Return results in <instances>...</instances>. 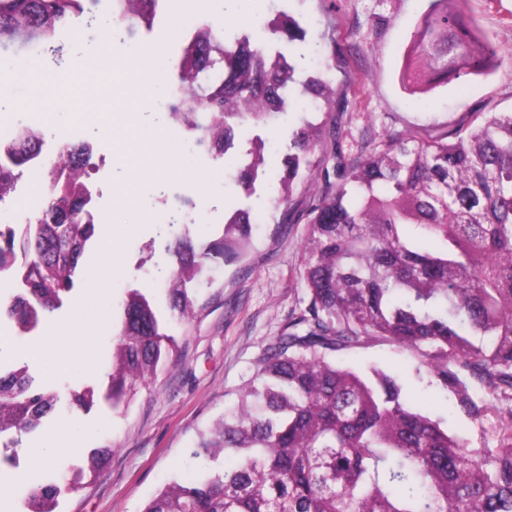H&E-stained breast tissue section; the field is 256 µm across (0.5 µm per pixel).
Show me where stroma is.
<instances>
[{
    "instance_id": "stroma-1",
    "label": "stroma",
    "mask_w": 512,
    "mask_h": 512,
    "mask_svg": "<svg viewBox=\"0 0 512 512\" xmlns=\"http://www.w3.org/2000/svg\"><path fill=\"white\" fill-rule=\"evenodd\" d=\"M426 7V0H261L246 25L253 41L272 53L287 52V44L269 33L267 23L275 10L289 12L306 29L308 41L320 43L322 54L308 73L328 84L336 103L334 112H314L306 107L307 97L298 94L287 114L264 125L240 128L241 141H263V168L271 187H278L283 175L276 155L284 151L289 132L305 119L321 125L326 146L341 142L346 159L351 160L371 152L386 133L442 136L468 126L474 113L512 110V0H467L477 33L489 37L498 50L492 72L449 80L424 95L402 89L398 74L409 35ZM190 14L199 22L221 20L220 0H203L198 11L191 0H173L152 27L140 29L123 45L114 44L105 30L97 28L67 34L74 58L103 50L96 74L74 72L66 83H45L36 91L23 74L0 87V93L26 100L21 118L39 129L45 156H54L66 140L96 142L106 165L93 179L103 190L109 221L121 216L119 204L128 183L113 150V119L125 113L116 101L137 102L143 95L141 87L132 83L114 85L113 70H153L160 73L163 86H170L173 62L185 40L183 21ZM154 110L162 127L155 150L175 156L178 170L166 176L160 188L147 186L140 192L145 223L124 239L122 273L110 286V315H117L130 288L141 289L159 309H166L159 271L169 264L165 247L170 236L164 230L169 212L180 211L191 234L204 240L221 233L225 214L252 208V243L238 261L214 268L200 283L193 323L169 329L178 344L176 364L140 387L125 409L115 411L102 403L87 413L67 408L72 392L105 385L112 337H105L91 355L71 348V371L66 375L57 373L50 356L29 363L30 374L57 393L61 412L23 436L19 457L39 447L50 433L66 435L79 452L51 463L42 474L49 482L62 474L74 477L92 449H113L100 478H82L61 497V512H142L170 479L194 480L189 449L215 420L237 406L291 311L305 307L309 300L301 272L315 187L295 180L287 205L260 206L234 179L237 151H229L219 163L192 140L173 143L165 101H158ZM70 112L94 113L98 120L81 127L67 121ZM339 361L361 370L375 365L398 375L407 400L442 419L469 447L495 446V415L475 421L462 410H449L446 391L414 377L412 357L397 346L374 344L342 355Z\"/></svg>"
}]
</instances>
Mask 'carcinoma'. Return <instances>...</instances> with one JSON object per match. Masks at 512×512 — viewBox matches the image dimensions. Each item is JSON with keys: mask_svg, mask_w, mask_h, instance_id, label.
<instances>
[{"mask_svg": "<svg viewBox=\"0 0 512 512\" xmlns=\"http://www.w3.org/2000/svg\"><path fill=\"white\" fill-rule=\"evenodd\" d=\"M99 2L0 0V48L59 65L67 54L61 29L92 27ZM465 2L428 0L400 71L404 90L424 93L489 70L497 50L488 39L473 49ZM158 9V0H108L113 28L128 37L151 26ZM270 31L294 50L269 60L248 33L228 36L211 22L196 25L182 49L168 119L216 161L236 148L245 123L263 124L290 106L306 69L299 23L280 11ZM302 93L315 111H331L319 102V79L302 83ZM20 140L0 157V200L41 151L40 133L25 129ZM60 152L79 179L46 165L37 212L18 230L0 229V267H12L19 252L28 258L3 312L24 334L76 289L79 260L96 236L86 190L95 155L70 143ZM239 160L237 181L253 195L261 148L240 151ZM282 164L283 190L303 177L319 191L302 273L309 302L267 348L237 411L216 420L192 451L196 480L168 483L142 512H512V420L496 447L470 448L410 405L398 376L359 373L335 359L395 344L413 357L416 375L448 392L451 407L476 421L504 405L512 416V111L481 113L452 140L388 134L353 162L324 151L319 127L306 121L289 135ZM250 224L249 211L238 209L211 239L187 229L173 236L170 318L139 289L128 290L103 393L112 408L129 404L139 385L176 361L168 324L193 321L196 283L206 269L241 257ZM97 401L87 387L72 393L70 406L89 411ZM57 402L26 366L0 369V437H7L0 467L17 464L21 437ZM110 452L93 449L78 476L100 477ZM226 452L237 466L214 468ZM63 489L56 482L28 490L21 512H59Z\"/></svg>", "mask_w": 512, "mask_h": 512, "instance_id": "obj_1", "label": "carcinoma"}]
</instances>
